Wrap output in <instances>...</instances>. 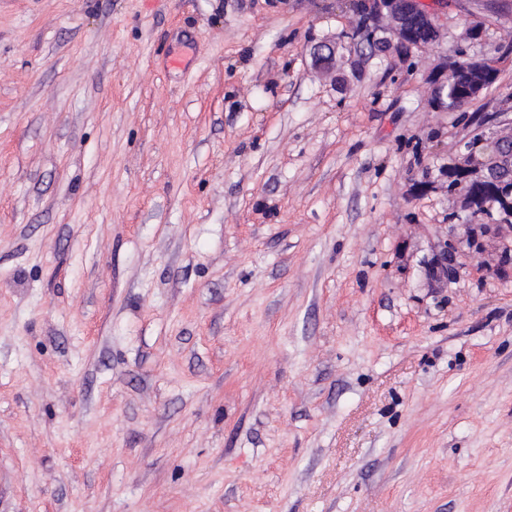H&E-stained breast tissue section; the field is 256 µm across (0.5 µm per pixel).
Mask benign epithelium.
<instances>
[{
  "label": "benign epithelium",
  "mask_w": 512,
  "mask_h": 512,
  "mask_svg": "<svg viewBox=\"0 0 512 512\" xmlns=\"http://www.w3.org/2000/svg\"><path fill=\"white\" fill-rule=\"evenodd\" d=\"M355 20L333 40H324L311 47L312 65L318 69L336 68L340 57L355 66L366 59L361 52L362 42L367 39L385 38L391 50L410 53L436 43L443 26L439 15L422 0H351ZM419 23L426 39L415 41L410 21ZM490 60L468 57L453 63V77L467 72L468 94L472 98L485 92V87L495 82V74L487 69ZM466 164L456 169V177L473 188L466 195L469 217L479 216L476 203L484 193L494 194L501 209L512 213V137L485 138L480 135L466 144Z\"/></svg>",
  "instance_id": "obj_1"
}]
</instances>
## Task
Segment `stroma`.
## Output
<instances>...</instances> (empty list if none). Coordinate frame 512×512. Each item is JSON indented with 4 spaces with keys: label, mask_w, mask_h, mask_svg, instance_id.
<instances>
[{
    "label": "stroma",
    "mask_w": 512,
    "mask_h": 512,
    "mask_svg": "<svg viewBox=\"0 0 512 512\" xmlns=\"http://www.w3.org/2000/svg\"><path fill=\"white\" fill-rule=\"evenodd\" d=\"M436 9L337 82L347 0H0V512H512V10ZM491 64V61L485 58L479 57H468L463 61H457L453 63V77L457 78L462 70H466L467 80L460 83L458 86H448V89L444 91V86L448 84V81L436 78L434 80L433 89V103L441 110L457 109L467 104L470 100L465 98V90L468 87V94L470 98H476L485 92V87L492 85L495 82V74L487 69V65ZM469 85V86H468ZM448 101V108L444 101ZM465 162L455 172L457 180H464L473 188V192L466 195V206L470 211L469 217L476 218V203L480 200L482 193L495 194L500 201L501 209L509 215L512 213V136L500 138H485L479 135L466 144ZM487 155L481 165L485 172L475 178L472 177V170L468 164L476 158V154Z\"/></svg>",
    "instance_id": "stroma-1"
}]
</instances>
